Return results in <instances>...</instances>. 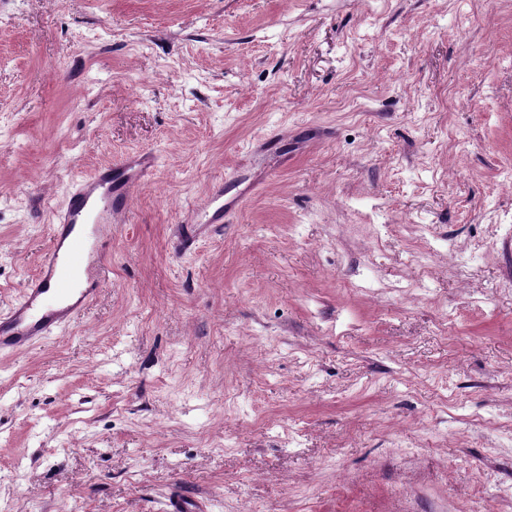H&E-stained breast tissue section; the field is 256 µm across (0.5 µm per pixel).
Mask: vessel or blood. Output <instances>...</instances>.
I'll list each match as a JSON object with an SVG mask.
<instances>
[{
    "label": "vessel or blood",
    "mask_w": 512,
    "mask_h": 512,
    "mask_svg": "<svg viewBox=\"0 0 512 512\" xmlns=\"http://www.w3.org/2000/svg\"><path fill=\"white\" fill-rule=\"evenodd\" d=\"M154 153L143 152L99 168L76 182L55 212L51 245L21 295L0 311V353L14 354L64 329L110 279L103 256L112 223L125 214L132 190L150 177ZM194 224L224 221V186L216 184L190 208Z\"/></svg>",
    "instance_id": "vessel-or-blood-1"
}]
</instances>
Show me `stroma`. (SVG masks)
I'll return each mask as SVG.
<instances>
[{
    "label": "stroma",
    "mask_w": 512,
    "mask_h": 512,
    "mask_svg": "<svg viewBox=\"0 0 512 512\" xmlns=\"http://www.w3.org/2000/svg\"><path fill=\"white\" fill-rule=\"evenodd\" d=\"M146 151L0 355V512H512V0H0V307ZM157 165L152 152L99 168L76 182L54 214L51 245L21 295L0 311V353L14 354L64 329L110 279L103 256L112 221ZM186 224H224V181H219L211 192L189 208Z\"/></svg>",
    "instance_id": "obj_1"
}]
</instances>
